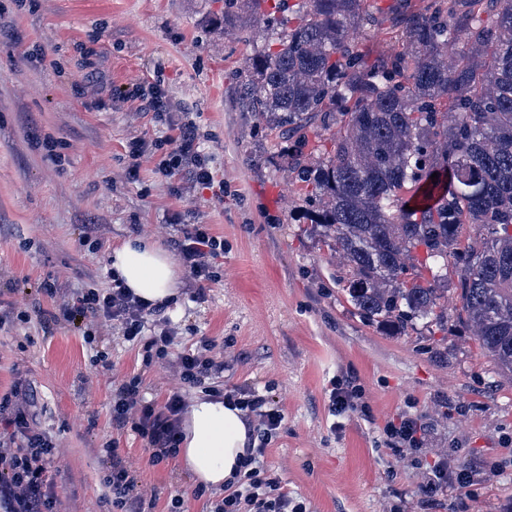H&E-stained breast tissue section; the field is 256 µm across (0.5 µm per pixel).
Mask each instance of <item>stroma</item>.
I'll list each match as a JSON object with an SVG mask.
<instances>
[{
	"instance_id": "1",
	"label": "stroma",
	"mask_w": 512,
	"mask_h": 512,
	"mask_svg": "<svg viewBox=\"0 0 512 512\" xmlns=\"http://www.w3.org/2000/svg\"><path fill=\"white\" fill-rule=\"evenodd\" d=\"M392 0H377L375 25L354 38L368 57L403 45L391 34ZM253 45L224 32V0H0V305L46 311L42 281L61 288L107 285L113 248L142 234L165 244L168 224L212 225L224 238V271L208 300H180L174 321L224 341L234 359L226 387L269 395L285 420L265 463L309 512H512V378L501 375L461 322L397 329L363 320L336 283L338 264L321 243L286 158L292 140L265 129L239 101ZM162 76L171 116L157 122L128 86ZM193 121L223 196L183 176L156 172L157 141ZM57 143L56 155L43 138ZM143 146L137 172L129 154ZM99 224L90 247L82 227ZM28 341L0 328V386L20 383L38 427L65 441L57 476L61 512H97L96 447L115 436L112 375L93 374L90 345L77 329L32 325ZM117 372L142 371L149 397L174 383L142 369L138 350L111 345ZM356 378L360 407L329 410L332 382ZM408 417L425 430L424 448L399 457L387 423ZM123 456L156 490L155 512L182 495L192 476L180 461L156 466L132 434ZM448 455L463 468L482 461L471 484L448 481L435 494L430 464Z\"/></svg>"
}]
</instances>
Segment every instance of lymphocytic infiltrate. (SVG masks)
<instances>
[{
    "mask_svg": "<svg viewBox=\"0 0 512 512\" xmlns=\"http://www.w3.org/2000/svg\"><path fill=\"white\" fill-rule=\"evenodd\" d=\"M184 170L203 188L213 186L210 162L199 150L191 124L180 126L160 168L168 178ZM170 243L185 268L191 302H207L211 284L222 277L223 237L207 224L178 223ZM38 289L53 299L52 311L36 318L30 311L12 307L0 311V328L23 327L35 320L45 328L62 323L74 326L88 339L105 334L118 343L139 345L144 365L161 363L175 381V388L164 399H150L142 389L141 374H114L108 351L94 357L95 364L113 373V427L141 439L150 452L151 465L177 457L184 416L195 397L225 400L243 411L262 442L248 444L233 481L219 488L198 485L192 492L194 499L205 500L208 512H308L305 502L290 496L279 475L262 463L264 441L281 428L282 411L255 389L225 388L224 346L216 338L185 339L180 324L169 316L167 304L143 301L115 278L103 288L68 292L44 281ZM63 446L60 438L35 426L20 386L0 394V512H57L54 475ZM96 455L100 482L111 496L113 512H154L156 498L147 493L137 470L122 455L118 439L102 443Z\"/></svg>",
    "mask_w": 512,
    "mask_h": 512,
    "instance_id": "lymphocytic-infiltrate-1",
    "label": "lymphocytic infiltrate"
}]
</instances>
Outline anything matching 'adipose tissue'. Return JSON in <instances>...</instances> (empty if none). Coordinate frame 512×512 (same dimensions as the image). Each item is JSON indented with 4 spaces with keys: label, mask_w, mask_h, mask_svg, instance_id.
<instances>
[{
    "label": "adipose tissue",
    "mask_w": 512,
    "mask_h": 512,
    "mask_svg": "<svg viewBox=\"0 0 512 512\" xmlns=\"http://www.w3.org/2000/svg\"><path fill=\"white\" fill-rule=\"evenodd\" d=\"M110 268L136 296L156 303L176 297L179 272L159 244L141 237L127 239L113 251ZM242 410L232 404L196 399L184 425L179 457L198 482L220 486L237 473L248 441Z\"/></svg>",
    "instance_id": "1"
}]
</instances>
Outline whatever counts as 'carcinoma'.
<instances>
[{
  "label": "carcinoma",
  "instance_id": "obj_1",
  "mask_svg": "<svg viewBox=\"0 0 512 512\" xmlns=\"http://www.w3.org/2000/svg\"><path fill=\"white\" fill-rule=\"evenodd\" d=\"M265 2L224 0V17ZM278 11L242 103L294 139L288 164L354 309L402 331L443 325L451 286L457 317L512 376V0H421L393 30L404 49L372 60L349 39L374 21L368 0ZM322 132L333 150L309 163V134Z\"/></svg>",
  "mask_w": 512,
  "mask_h": 512
}]
</instances>
